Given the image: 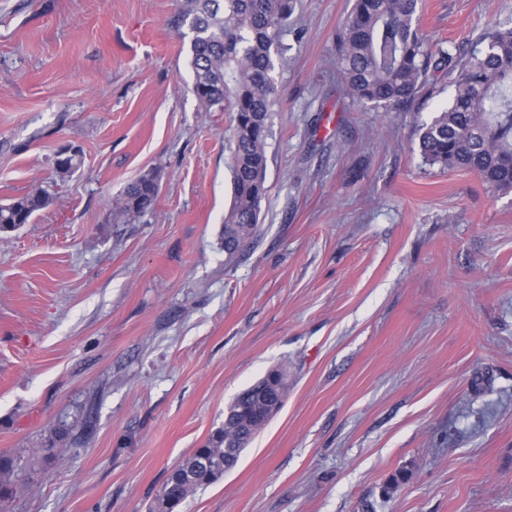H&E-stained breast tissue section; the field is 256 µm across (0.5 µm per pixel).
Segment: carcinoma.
Instances as JSON below:
<instances>
[{"mask_svg": "<svg viewBox=\"0 0 512 512\" xmlns=\"http://www.w3.org/2000/svg\"><path fill=\"white\" fill-rule=\"evenodd\" d=\"M421 0H355L336 42V69L359 106L396 112L415 101L429 74H455L452 101L421 127L420 154L429 165L477 173L499 194L512 193V25L502 23L469 56L432 48L420 24ZM293 0H184L181 36L190 42L192 90L206 108L232 113L233 190L224 216L227 261L253 243L267 193L266 145L271 136L276 62L284 59ZM159 172L129 184L118 212L135 219L156 200ZM47 198L30 193L0 206V231L31 221ZM288 394V366L241 392L224 426L169 474L155 512H170L237 464ZM17 458L0 454V498L14 491Z\"/></svg>", "mask_w": 512, "mask_h": 512, "instance_id": "cac0c4a2", "label": "carcinoma"}]
</instances>
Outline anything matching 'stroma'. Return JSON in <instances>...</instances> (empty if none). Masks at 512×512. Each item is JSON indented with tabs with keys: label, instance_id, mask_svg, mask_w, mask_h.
I'll use <instances>...</instances> for the list:
<instances>
[{
	"label": "stroma",
	"instance_id": "35a3bbf8",
	"mask_svg": "<svg viewBox=\"0 0 512 512\" xmlns=\"http://www.w3.org/2000/svg\"><path fill=\"white\" fill-rule=\"evenodd\" d=\"M182 4L0 0V204L48 198L0 233V452L25 469L0 512H147L281 364L282 407L180 512H512V193L423 162L451 76L357 108L334 64L354 0H297L258 237L230 263L232 115L191 91ZM421 21L469 54L512 0ZM159 177V172L152 169L129 184L116 204L118 212L128 219H135L144 214L148 210L144 204L149 205L152 201L154 203L157 198L156 181Z\"/></svg>",
	"mask_w": 512,
	"mask_h": 512
}]
</instances>
